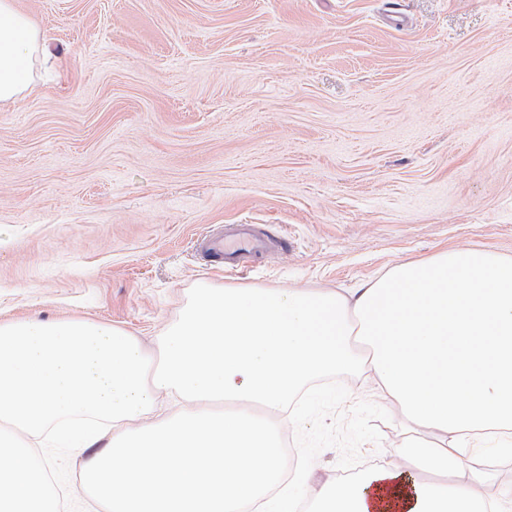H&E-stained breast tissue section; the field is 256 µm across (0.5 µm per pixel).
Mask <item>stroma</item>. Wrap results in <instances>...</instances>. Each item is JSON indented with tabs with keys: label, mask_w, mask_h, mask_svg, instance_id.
I'll list each match as a JSON object with an SVG mask.
<instances>
[{
	"label": "stroma",
	"mask_w": 512,
	"mask_h": 512,
	"mask_svg": "<svg viewBox=\"0 0 512 512\" xmlns=\"http://www.w3.org/2000/svg\"><path fill=\"white\" fill-rule=\"evenodd\" d=\"M54 53L0 102V323L82 319L158 358L200 289L347 292L448 248L512 258V0H16ZM288 241L252 270L202 227ZM280 432L307 502L390 460L372 370L329 371ZM61 512L91 449L34 444Z\"/></svg>",
	"instance_id": "1"
}]
</instances>
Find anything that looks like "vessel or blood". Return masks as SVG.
<instances>
[{"label": "vessel or blood", "instance_id": "vessel-or-blood-1", "mask_svg": "<svg viewBox=\"0 0 512 512\" xmlns=\"http://www.w3.org/2000/svg\"><path fill=\"white\" fill-rule=\"evenodd\" d=\"M197 243L209 265L235 271L250 267L262 253L281 247L283 241L269 239L253 224H227L222 230L205 232Z\"/></svg>", "mask_w": 512, "mask_h": 512}]
</instances>
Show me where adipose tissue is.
<instances>
[{
  "label": "adipose tissue",
  "instance_id": "adipose-tissue-1",
  "mask_svg": "<svg viewBox=\"0 0 512 512\" xmlns=\"http://www.w3.org/2000/svg\"><path fill=\"white\" fill-rule=\"evenodd\" d=\"M40 50L31 18L0 0V102L31 87ZM365 365L422 436L325 487L314 512H512V484L463 460L512 432V260L480 249L398 264L346 294L202 289L155 365L104 324H0V512H59L29 444L47 432L95 448L82 488L97 512H243L258 500L280 512L268 501L285 470L271 416L306 381ZM163 394L188 410L155 413ZM224 402L233 416L201 410Z\"/></svg>",
  "mask_w": 512,
  "mask_h": 512
}]
</instances>
